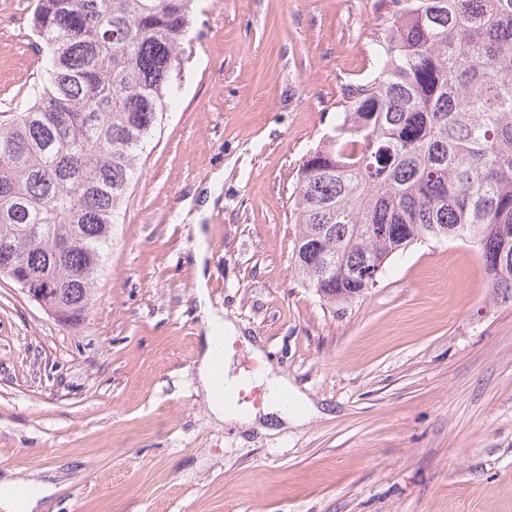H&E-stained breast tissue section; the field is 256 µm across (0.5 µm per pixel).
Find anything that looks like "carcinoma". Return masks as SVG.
Here are the masks:
<instances>
[{
  "label": "carcinoma",
  "instance_id": "obj_1",
  "mask_svg": "<svg viewBox=\"0 0 512 512\" xmlns=\"http://www.w3.org/2000/svg\"><path fill=\"white\" fill-rule=\"evenodd\" d=\"M195 0H39L43 80L0 121V276L80 327L139 160L178 91ZM373 69L297 173L294 271L349 303L416 243L476 244L512 301V0H380Z\"/></svg>",
  "mask_w": 512,
  "mask_h": 512
}]
</instances>
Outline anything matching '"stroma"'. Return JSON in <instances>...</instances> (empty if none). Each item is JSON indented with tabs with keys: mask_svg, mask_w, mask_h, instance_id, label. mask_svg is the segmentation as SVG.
I'll list each match as a JSON object with an SVG mask.
<instances>
[{
	"mask_svg": "<svg viewBox=\"0 0 512 512\" xmlns=\"http://www.w3.org/2000/svg\"><path fill=\"white\" fill-rule=\"evenodd\" d=\"M36 4L0 0V112L38 79ZM379 15L197 0L84 324L0 277L1 474L64 471L55 512H512V303L493 301L475 245L412 246L348 304L294 273L296 173L370 73ZM201 241L211 305L305 395L304 424L212 419Z\"/></svg>",
	"mask_w": 512,
	"mask_h": 512,
	"instance_id": "obj_1",
	"label": "stroma"
}]
</instances>
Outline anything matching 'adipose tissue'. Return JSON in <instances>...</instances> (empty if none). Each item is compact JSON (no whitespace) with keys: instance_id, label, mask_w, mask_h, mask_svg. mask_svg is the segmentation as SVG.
Returning <instances> with one entry per match:
<instances>
[{"instance_id":"obj_1","label":"adipose tissue","mask_w":512,"mask_h":512,"mask_svg":"<svg viewBox=\"0 0 512 512\" xmlns=\"http://www.w3.org/2000/svg\"><path fill=\"white\" fill-rule=\"evenodd\" d=\"M207 259L208 253L204 246H197L194 261L197 272L198 294L202 298L200 310L207 326L205 346L198 363V381L208 402L212 417L219 422L235 424L245 428L265 430L268 424L277 422L285 426H298L308 420L313 409L305 401L302 394L293 390L288 378L274 373L272 369H264L255 375L257 384L265 386L267 393L261 408H254L238 403L236 397L220 398L213 390V361L216 354L224 356V376L231 386H238L245 378L244 373L235 372L233 352L227 344L238 337L239 331L235 324L225 320L220 313L206 302L207 294ZM35 493L29 498H17L14 479H0V512H49L50 497L57 485L51 478L31 479Z\"/></svg>"}]
</instances>
